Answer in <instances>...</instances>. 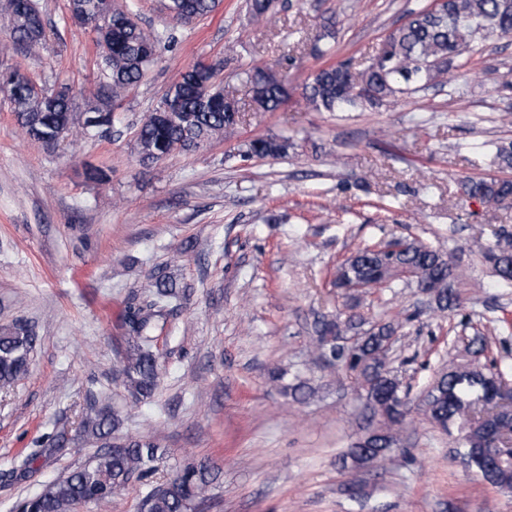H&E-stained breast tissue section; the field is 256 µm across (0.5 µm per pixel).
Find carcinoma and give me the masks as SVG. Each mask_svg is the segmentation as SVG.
I'll return each mask as SVG.
<instances>
[{
  "instance_id": "cac0c4a2",
  "label": "carcinoma",
  "mask_w": 512,
  "mask_h": 512,
  "mask_svg": "<svg viewBox=\"0 0 512 512\" xmlns=\"http://www.w3.org/2000/svg\"><path fill=\"white\" fill-rule=\"evenodd\" d=\"M96 0H69V17L93 24L99 57L98 94L110 103L121 98L144 78L153 64L162 34L145 29L137 22L123 23L130 9L112 3V11L102 16L95 10ZM219 0H163V9L176 24H189L211 15ZM248 12L258 24L268 21L275 9L274 0H247ZM0 21L9 30L13 44L29 54H38L46 45V22L42 12L32 13L25 0H5ZM512 34V0H442L437 8L414 12L383 41L378 55L363 70L354 71L347 63L332 61L333 48L315 46L326 59L314 71L302 91L305 107L316 112H346L356 107L375 106L398 93H413L417 86L445 83L449 66L474 44L493 36ZM220 69L200 73L188 68L173 83L153 112L134 134L136 151L144 164L155 163L172 152L193 151L215 138L235 133L240 118L238 100L224 93L217 83ZM249 84L255 103L265 112L279 110L290 98L288 82L271 70L254 67L239 73ZM18 127L30 140L54 146L72 137L95 133L110 134L112 126L92 127L82 114L74 112L70 87L33 92L29 81L13 71L10 86L3 93ZM287 141L257 138L245 144L241 157L277 158L288 153ZM464 194L490 208L512 202V178L484 177L468 179ZM404 248L394 251L385 244L357 250L336 267L334 285L350 292L352 286L363 290L380 288L398 278V269L414 273L418 287L431 293L441 313L463 307L458 289L463 271L452 255L419 240L403 239ZM481 257L504 285H512V241L488 246ZM153 299L146 312L131 311L128 348L124 357L125 386L136 402L150 399L159 387L157 360L153 354L156 317L169 301L177 298V284L166 275H157L152 284ZM336 321L324 320L316 330L315 349L328 365H343L357 373L366 392L367 405L380 417V425L360 437L347 453L357 465H373L391 452L395 428L405 420L393 409L394 396L402 389L386 366L388 345L398 325L378 321L350 343V350L336 354L330 333ZM36 342L23 327L0 329V389L9 388L28 371L29 354ZM502 377L494 366L448 367L423 401L431 422L457 429L456 459L464 468L483 478L504 493L512 492V460L507 456L490 466V449L495 447L498 423L507 418L489 413L477 415L471 402L484 392L486 383ZM120 425L109 405L97 400L89 403L82 420L87 436L108 444L111 451L96 453L66 476L48 484L41 492L21 503L20 512H76L92 501L106 500L123 491L137 479L147 481L156 471L163 453L150 439L115 441L112 434ZM215 479L206 463L185 467L164 482L150 488L144 496L143 512H198L208 500Z\"/></svg>"
}]
</instances>
